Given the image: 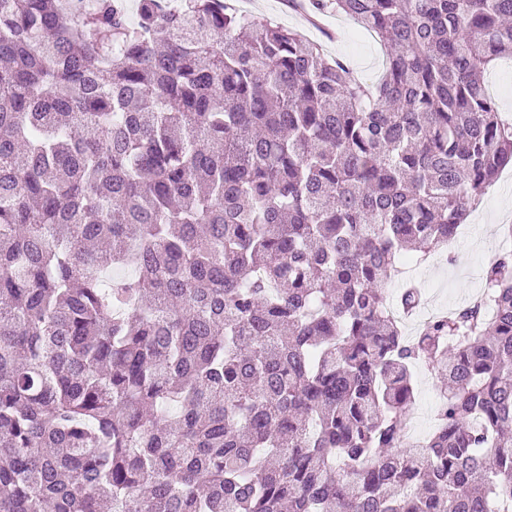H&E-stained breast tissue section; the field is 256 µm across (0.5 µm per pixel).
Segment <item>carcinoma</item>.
<instances>
[{"label": "carcinoma", "instance_id": "cac0c4a2", "mask_svg": "<svg viewBox=\"0 0 512 512\" xmlns=\"http://www.w3.org/2000/svg\"><path fill=\"white\" fill-rule=\"evenodd\" d=\"M312 4L379 82L232 0H0V512H512V255L386 296L512 165V0ZM488 80L489 93L496 100L499 112L506 119H512V62H499ZM416 379L418 393L412 411L420 417L421 439H423L432 430L433 411L440 401L443 382L437 372L424 368L416 369Z\"/></svg>", "mask_w": 512, "mask_h": 512}]
</instances>
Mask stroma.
<instances>
[{
    "label": "stroma",
    "mask_w": 512,
    "mask_h": 512,
    "mask_svg": "<svg viewBox=\"0 0 512 512\" xmlns=\"http://www.w3.org/2000/svg\"><path fill=\"white\" fill-rule=\"evenodd\" d=\"M254 16L289 28L321 43L330 56L345 61L368 80H378L385 60L373 33L353 21L329 13L311 20L307 12L289 9L287 0H239ZM484 208L471 212L446 255L413 266L409 275L426 292L421 318L447 312L470 302L486 288L484 270L494 259L504 224L512 225V168L505 169L486 190ZM418 393L413 411L422 434L433 427V411L443 385L437 372L417 369Z\"/></svg>",
    "instance_id": "stroma-1"
}]
</instances>
